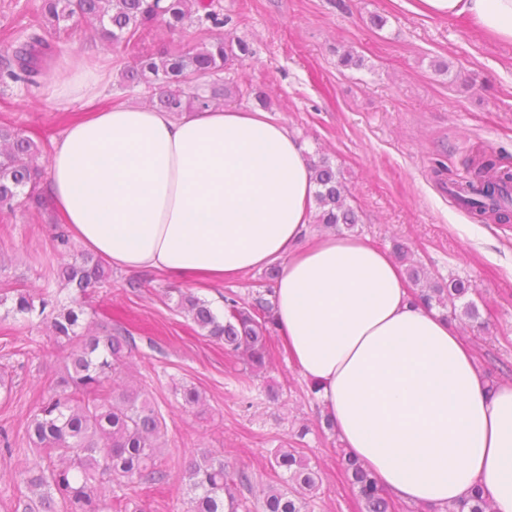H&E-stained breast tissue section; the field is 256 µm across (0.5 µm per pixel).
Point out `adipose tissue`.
<instances>
[{
	"instance_id": "adipose-tissue-1",
	"label": "adipose tissue",
	"mask_w": 512,
	"mask_h": 512,
	"mask_svg": "<svg viewBox=\"0 0 512 512\" xmlns=\"http://www.w3.org/2000/svg\"><path fill=\"white\" fill-rule=\"evenodd\" d=\"M410 8L512 45V0ZM98 79L55 67L57 106L93 103ZM45 190L68 232L121 270L208 288L279 264L277 329L347 455L400 501L447 506L477 488L512 512V381L489 384L386 250L310 233L304 147L268 111L94 110L53 141Z\"/></svg>"
}]
</instances>
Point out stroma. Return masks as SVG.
<instances>
[{"label": "stroma", "mask_w": 512, "mask_h": 512, "mask_svg": "<svg viewBox=\"0 0 512 512\" xmlns=\"http://www.w3.org/2000/svg\"><path fill=\"white\" fill-rule=\"evenodd\" d=\"M229 20L225 33L245 40L250 54L228 75L267 96L270 114L288 126L311 158L328 159L343 179L358 224L338 233L369 238L385 250L405 244L429 279L470 280L471 298L485 323L465 329L488 380H512V221L496 223L467 213L448 196L449 179L466 176L482 154L512 168V46L474 34L464 23L430 19L409 0H211ZM41 0H0V69L30 33ZM199 25L154 33L123 53L126 64L144 54L193 47ZM361 58L344 67L345 53ZM78 57L107 73L98 103L141 104L144 87L119 81L115 56L99 33L81 25L55 41L53 61ZM58 108L45 80L0 78V125L21 129L42 150L82 114ZM52 206L39 216L16 208L0 217V296L48 289L58 306L72 292L49 277L50 267L73 260L82 244L64 251L56 240ZM186 283L153 271L113 270L109 283L86 300L83 323L101 336L127 329L135 350L134 385L166 420L162 463L166 483H131L122 495L143 512H186L177 490L189 460L207 452L252 472L255 502L262 486L278 483L270 462L279 448H301L318 470L320 489L309 512H362L349 485L341 443L319 422V405L278 334L275 357L252 374L224 357L221 343L199 336L176 303L192 293ZM68 351L50 338L40 316L0 307V472L40 459L26 435L27 420L57 386ZM199 390L205 406L186 407L182 387ZM306 436H299L300 428Z\"/></svg>", "instance_id": "obj_1"}]
</instances>
